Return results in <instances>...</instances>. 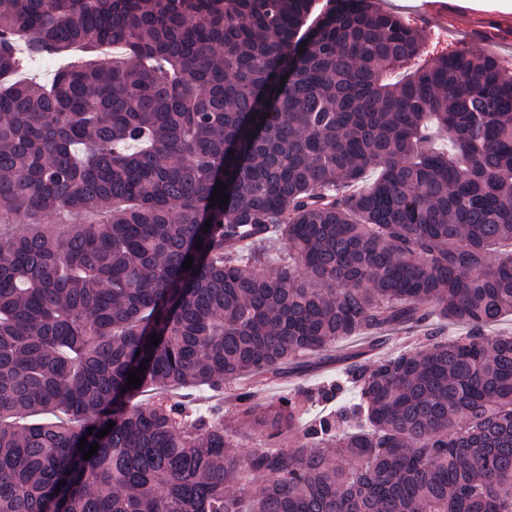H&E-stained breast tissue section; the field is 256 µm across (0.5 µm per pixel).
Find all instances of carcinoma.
Instances as JSON below:
<instances>
[{
	"instance_id": "carcinoma-1",
	"label": "carcinoma",
	"mask_w": 512,
	"mask_h": 512,
	"mask_svg": "<svg viewBox=\"0 0 512 512\" xmlns=\"http://www.w3.org/2000/svg\"><path fill=\"white\" fill-rule=\"evenodd\" d=\"M313 2L0 0V224L27 225L0 240V512H512V336L485 333L512 315V69L463 47L393 81L426 30ZM437 316L469 331L257 397ZM226 381L272 447L131 403ZM344 367V363L326 365L302 376H291L283 378L276 383L259 386V389L263 396L267 398L285 395L301 389H314L322 384L336 380V375L341 374Z\"/></svg>"
}]
</instances>
